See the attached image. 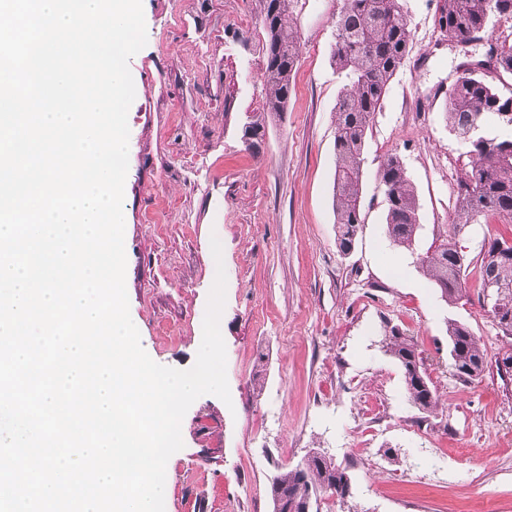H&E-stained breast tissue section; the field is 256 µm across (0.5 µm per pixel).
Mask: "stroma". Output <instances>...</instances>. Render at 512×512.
<instances>
[{"instance_id":"1","label":"stroma","mask_w":512,"mask_h":512,"mask_svg":"<svg viewBox=\"0 0 512 512\" xmlns=\"http://www.w3.org/2000/svg\"><path fill=\"white\" fill-rule=\"evenodd\" d=\"M343 0H295L300 43L288 110L262 112V0H143L147 43L129 61L124 187L126 290L141 344L158 364L191 368L209 291L224 266L223 338L230 402L199 397L166 466L165 512H272L274 465L317 448L346 466L350 495L318 512H512V389L495 361L506 341L483 306L479 252L505 224H453L471 169L439 87L459 76L455 41L434 26L438 0H406L412 51L365 138L362 224L336 246V101L331 62ZM398 154L417 194L412 249L389 243L377 181ZM222 244L215 262L210 240ZM453 238L466 256L465 296L446 304L413 264ZM480 338L488 366L465 384L449 368L448 320ZM416 338L439 405L414 408L391 328Z\"/></svg>"}]
</instances>
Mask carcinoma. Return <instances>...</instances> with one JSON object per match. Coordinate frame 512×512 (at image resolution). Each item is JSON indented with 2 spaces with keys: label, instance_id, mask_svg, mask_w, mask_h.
<instances>
[{
  "label": "carcinoma",
  "instance_id": "carcinoma-1",
  "mask_svg": "<svg viewBox=\"0 0 512 512\" xmlns=\"http://www.w3.org/2000/svg\"><path fill=\"white\" fill-rule=\"evenodd\" d=\"M261 22L266 35V63L261 80L264 112L253 114L244 135L256 138L264 129L265 113L288 110L300 44L291 26L293 0H262ZM512 18V0H439L435 28L458 43L484 39L492 17ZM485 59L463 61V73L445 94L448 127L455 133L472 169L460 180L455 223L487 224L492 217L512 219V96L504 98L485 71L512 74V43L486 41ZM412 49L404 0H343L336 18L332 62L346 73L336 103V168L334 197L336 245L343 254L355 246L360 218L363 148L372 117L379 110L390 82ZM386 210L385 234L390 243L412 248L419 229L414 186L400 156L387 155L378 171ZM464 255L453 239L431 245L417 255L421 269L440 290L441 299L457 303L464 297ZM483 302L499 331L512 338V238H495L481 248ZM384 353L403 369L408 399L422 412L436 406L432 381L414 339L393 329L381 341ZM449 367L453 376L471 383L483 376L486 350L463 323L448 321ZM336 494L343 502L350 494L346 469L333 457L319 453L300 470L278 466L269 480L273 512H312L320 493Z\"/></svg>",
  "mask_w": 512,
  "mask_h": 512
}]
</instances>
